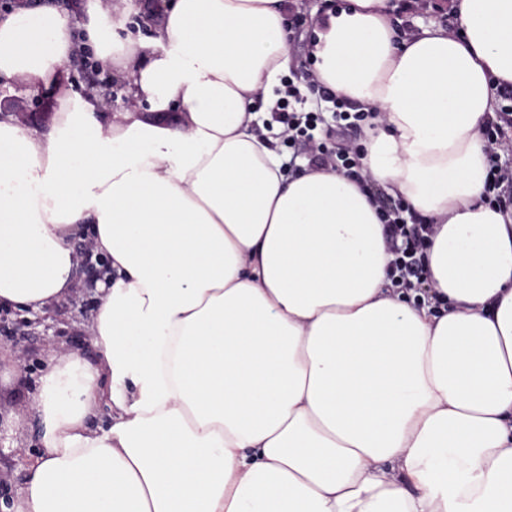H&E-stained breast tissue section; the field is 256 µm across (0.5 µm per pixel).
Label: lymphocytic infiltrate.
Segmentation results:
<instances>
[{
    "label": "lymphocytic infiltrate",
    "instance_id": "f902f5d3",
    "mask_svg": "<svg viewBox=\"0 0 512 512\" xmlns=\"http://www.w3.org/2000/svg\"><path fill=\"white\" fill-rule=\"evenodd\" d=\"M284 94L270 108L263 120L266 130H278L293 156L304 157L309 164L331 167L347 175L363 188L371 181L362 170L363 144L346 137L347 130H362L370 113L352 111L349 101L328 91H320L317 101L306 102L297 80L284 78ZM482 135L488 158L486 200L489 205L512 207V109H503L497 120L488 122ZM379 215L384 224L386 248L390 255L388 276L393 287L415 303L428 298L426 248L434 227L405 203L388 204L378 199Z\"/></svg>",
    "mask_w": 512,
    "mask_h": 512
}]
</instances>
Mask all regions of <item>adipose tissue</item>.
Returning a JSON list of instances; mask_svg holds the SVG:
<instances>
[{
  "instance_id": "obj_1",
  "label": "adipose tissue",
  "mask_w": 512,
  "mask_h": 512,
  "mask_svg": "<svg viewBox=\"0 0 512 512\" xmlns=\"http://www.w3.org/2000/svg\"><path fill=\"white\" fill-rule=\"evenodd\" d=\"M298 6L168 0L145 40L126 0H84L77 26L49 0L0 15V77L55 94L46 133L0 109V306L70 297L81 234L107 261L100 358L46 361L13 512H512V209L485 200L481 135L512 86V0L404 34L394 0L311 13L313 78L373 115L364 171L437 226L421 305L373 197L284 173L260 127ZM84 53L132 105L72 90Z\"/></svg>"
}]
</instances>
